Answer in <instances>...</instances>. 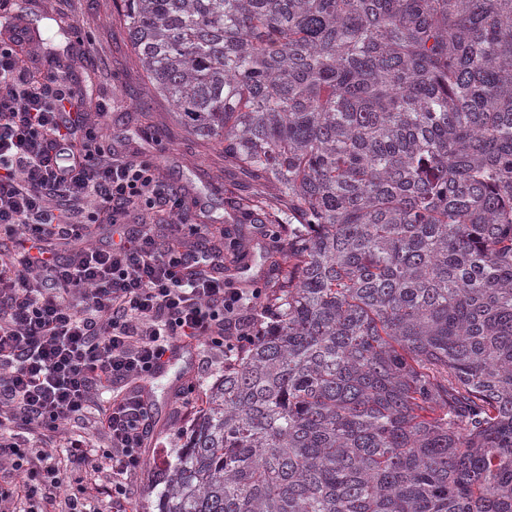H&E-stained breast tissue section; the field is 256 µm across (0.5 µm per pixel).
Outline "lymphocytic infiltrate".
Masks as SVG:
<instances>
[{"instance_id":"lymphocytic-infiltrate-1","label":"lymphocytic infiltrate","mask_w":512,"mask_h":512,"mask_svg":"<svg viewBox=\"0 0 512 512\" xmlns=\"http://www.w3.org/2000/svg\"><path fill=\"white\" fill-rule=\"evenodd\" d=\"M62 74L37 81L0 43V232L19 248L0 261V487L9 512H91L88 494L61 478L70 461L112 472L110 512H128L127 478L152 427L140 393L103 422L111 445L71 432L94 392L144 379L179 343L204 342L211 359L253 340L261 290L226 282L222 253L157 239L155 224L189 225L156 168L102 143ZM109 215L117 239L94 243L89 222ZM21 427L66 433L64 452L21 443Z\"/></svg>"}]
</instances>
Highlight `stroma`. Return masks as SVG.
<instances>
[{"label": "stroma", "mask_w": 512, "mask_h": 512, "mask_svg": "<svg viewBox=\"0 0 512 512\" xmlns=\"http://www.w3.org/2000/svg\"><path fill=\"white\" fill-rule=\"evenodd\" d=\"M16 41L34 76L66 70L84 91L83 111L101 117L113 146L152 162L166 181L186 195L191 223L207 225V244L237 268L244 288L268 284L283 247L264 239L255 225L235 224L231 215L256 200L275 204L273 190L250 186L224 165V145L188 132L166 100L149 93L116 0H6L0 40ZM203 352L180 348L169 367L143 383L151 403L153 431L141 451L142 467L132 478L131 512H158L164 485L160 475L181 447L193 419L205 405L207 388L223 369L203 370ZM191 390L190 400L181 391Z\"/></svg>", "instance_id": "stroma-1"}]
</instances>
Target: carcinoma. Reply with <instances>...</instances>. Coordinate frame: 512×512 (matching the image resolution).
Instances as JSON below:
<instances>
[{"label":"carcinoma","instance_id":"cac0c4a2","mask_svg":"<svg viewBox=\"0 0 512 512\" xmlns=\"http://www.w3.org/2000/svg\"><path fill=\"white\" fill-rule=\"evenodd\" d=\"M288 225L159 512H512V0H122Z\"/></svg>","mask_w":512,"mask_h":512}]
</instances>
